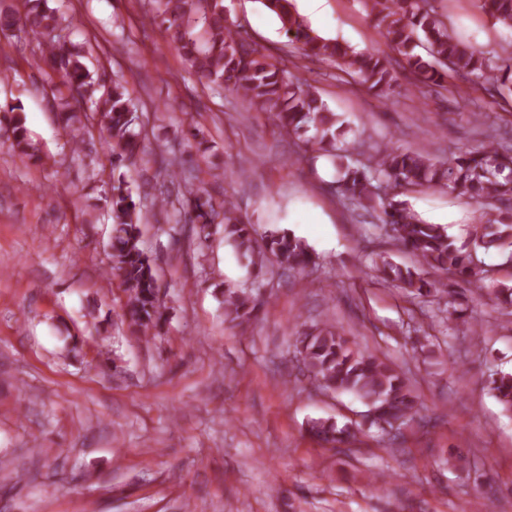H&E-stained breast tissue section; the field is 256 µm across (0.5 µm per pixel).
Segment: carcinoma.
Segmentation results:
<instances>
[{
  "label": "carcinoma",
  "instance_id": "cac0c4a2",
  "mask_svg": "<svg viewBox=\"0 0 512 512\" xmlns=\"http://www.w3.org/2000/svg\"><path fill=\"white\" fill-rule=\"evenodd\" d=\"M152 20L165 27L175 49L199 80L240 95L249 104L275 115L288 136L304 138L312 161L320 157L342 162L335 165L330 188L343 205L380 212L391 238L418 258L419 266L406 267L389 260L376 265L378 277L398 288L436 303H450V286L474 284L512 316V281L488 279L487 270L474 259L480 250L512 239V129L486 135L487 141L463 150L446 162L424 151H404L387 142L368 153L363 142H347L344 123L330 112L305 82L288 70L284 59L250 44L224 12V0H154ZM280 21L289 43L304 56L330 59L352 80L389 97L399 76L410 75L426 87L448 89V73L480 83L490 72L495 83L490 94L512 87V53L493 55L464 41L440 12L438 0H363L390 52L357 51L316 33L299 15L293 0H259ZM478 8L495 22L512 28V0H476ZM64 18L48 0H23V10L0 7V31H20L44 40L43 60L69 91L58 100L59 121L69 133L88 129V112L98 116L114 159L134 161L142 152L135 131V106L119 81L103 89L85 59L86 50L63 33ZM12 112L6 129L14 152L33 162L42 160L31 138L20 103L3 108ZM312 136H307L308 132ZM440 186L450 194L466 196L489 207L485 221L476 225L471 247L458 246L444 227L425 221L397 199L399 187ZM112 234L108 243L110 271L120 279L126 294L123 317L133 331L146 338L165 321L157 277L142 246L140 211L123 177L112 182L108 197ZM181 206L185 223L198 238L223 226L224 237L262 271L271 264L282 273L300 272L317 265L316 256L301 239L287 232L270 231L256 247L249 225L235 215L233 204L213 203L200 189L186 188ZM262 302L249 292L224 288V321L246 331ZM296 353L302 370L330 392H350L371 401L377 417L401 426L417 414V401L405 377L393 364L373 352L349 346L348 339L331 327L305 331L297 337ZM489 390L507 412H512V374L497 373ZM309 433L324 445L345 444L354 436L348 425L314 419Z\"/></svg>",
  "mask_w": 512,
  "mask_h": 512
}]
</instances>
